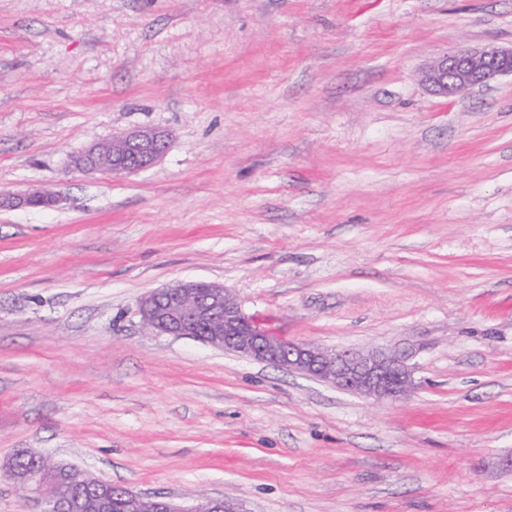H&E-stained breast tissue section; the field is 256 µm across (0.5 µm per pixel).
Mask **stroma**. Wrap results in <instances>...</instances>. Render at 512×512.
Masks as SVG:
<instances>
[{"label":"stroma","instance_id":"1","mask_svg":"<svg viewBox=\"0 0 512 512\" xmlns=\"http://www.w3.org/2000/svg\"><path fill=\"white\" fill-rule=\"evenodd\" d=\"M512 0H0V465L22 449L246 512H512ZM158 127L131 174L71 158ZM223 285L289 341L405 356L376 401L138 303ZM512 76V47L461 49L435 60L423 81L437 94L454 97L497 76ZM43 201L44 203H39ZM58 199L51 193L42 191L41 189H33L23 195L1 197L0 204L3 207H52L58 204Z\"/></svg>","mask_w":512,"mask_h":512}]
</instances>
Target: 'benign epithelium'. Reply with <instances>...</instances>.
I'll list each match as a JSON object with an SVG mask.
<instances>
[{
	"instance_id": "7a95c632",
	"label": "benign epithelium",
	"mask_w": 512,
	"mask_h": 512,
	"mask_svg": "<svg viewBox=\"0 0 512 512\" xmlns=\"http://www.w3.org/2000/svg\"><path fill=\"white\" fill-rule=\"evenodd\" d=\"M503 75L512 76V48L461 49L435 60L424 72L423 81L434 92L454 97ZM170 136L155 128H139L112 136L107 150L112 154V171L134 173L155 165L165 155ZM104 154L101 144L84 149L73 163L87 170ZM58 199L33 189L23 195L0 199L3 207H52ZM141 324L150 334L187 336L235 352L250 360L296 371L337 389L365 398L397 399L407 390L410 372L404 361L381 351L325 350L309 342H294L275 335L246 316L236 298L224 286L201 281H177L141 298ZM73 468L53 477L38 466L10 471L14 484L34 495L38 512H68L80 504H66L47 487L66 483ZM98 512H108L107 483L96 480ZM132 512H242L239 505L222 498L185 507L160 497L126 490Z\"/></svg>"
}]
</instances>
